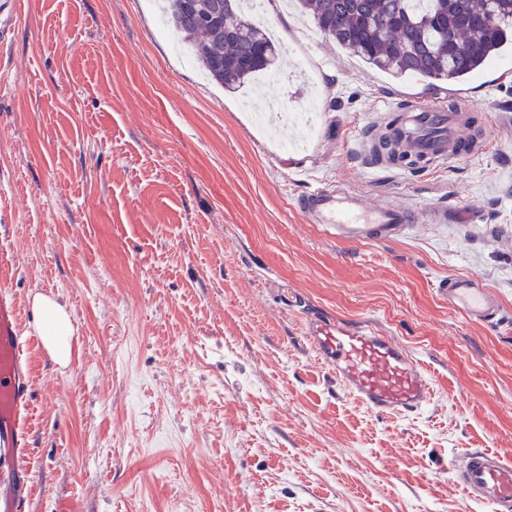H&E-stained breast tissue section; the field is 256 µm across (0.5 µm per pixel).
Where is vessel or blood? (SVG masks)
<instances>
[{
  "mask_svg": "<svg viewBox=\"0 0 512 512\" xmlns=\"http://www.w3.org/2000/svg\"><path fill=\"white\" fill-rule=\"evenodd\" d=\"M394 129L407 149L444 162L483 154L487 137L470 127L460 109L427 101L412 102ZM307 223L317 224L336 240L391 241L415 224H444L446 209L405 205L373 206L344 186H317L299 201ZM439 293L449 308L467 320L492 324L502 315L499 299L476 276L442 280ZM306 336L317 359L335 374L356 403L381 414L406 415L422 410L433 397L423 366L391 337L364 325L314 318ZM30 337L25 336L17 303L6 280H0V512H21L32 494L25 464L30 445L27 413L33 367ZM465 497L512 512V461L500 453L468 451L453 466Z\"/></svg>",
  "mask_w": 512,
  "mask_h": 512,
  "instance_id": "vessel-or-blood-1",
  "label": "vessel or blood"
}]
</instances>
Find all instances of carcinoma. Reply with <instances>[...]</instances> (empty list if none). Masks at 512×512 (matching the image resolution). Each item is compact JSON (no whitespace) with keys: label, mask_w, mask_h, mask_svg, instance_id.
I'll return each mask as SVG.
<instances>
[{"label":"carcinoma","mask_w":512,"mask_h":512,"mask_svg":"<svg viewBox=\"0 0 512 512\" xmlns=\"http://www.w3.org/2000/svg\"><path fill=\"white\" fill-rule=\"evenodd\" d=\"M170 23L209 76L236 89L272 69L281 46L241 11V0H166ZM338 45L393 77L457 86L512 42V0H298Z\"/></svg>","instance_id":"carcinoma-1"}]
</instances>
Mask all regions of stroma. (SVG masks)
<instances>
[{"label":"stroma","mask_w":512,"mask_h":512,"mask_svg":"<svg viewBox=\"0 0 512 512\" xmlns=\"http://www.w3.org/2000/svg\"><path fill=\"white\" fill-rule=\"evenodd\" d=\"M267 91L275 131L204 79L150 0H24L0 40V265L37 335L35 295L70 315L68 365L34 350L22 512H493L449 466L512 455V50L459 90L370 68L295 6ZM317 82L314 137L280 127ZM465 99L483 155L413 171L364 144L398 106ZM345 185L444 224L346 243L295 207ZM501 301L478 324L440 280ZM371 325L429 374L401 417L358 406L305 338L310 317ZM439 293L448 299V307L471 322L492 324L500 320L502 308L476 276H452L439 283Z\"/></svg>","instance_id":"stroma-1"}]
</instances>
